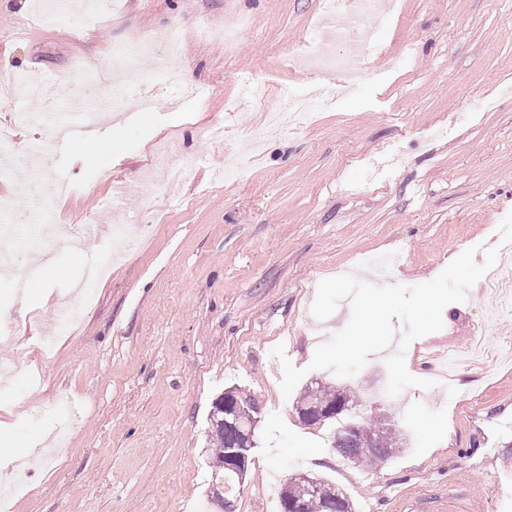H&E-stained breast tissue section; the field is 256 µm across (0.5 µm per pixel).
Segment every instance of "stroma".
Returning a JSON list of instances; mask_svg holds the SVG:
<instances>
[{"label":"stroma","instance_id":"1","mask_svg":"<svg viewBox=\"0 0 512 512\" xmlns=\"http://www.w3.org/2000/svg\"><path fill=\"white\" fill-rule=\"evenodd\" d=\"M36 0H0V75L51 73L53 98L0 91V130L22 156L0 162V223L32 234L51 215L90 225L80 249L34 264L18 250L0 272V440L29 449L53 430L39 410L63 399L78 408L67 443L34 469L13 512H219L209 414L227 390L259 409L256 447L234 512H280L288 478L315 474L344 490L356 512H512L511 291L480 279L447 305L440 331L414 340L408 371L437 379L429 360L455 347L451 380L386 395L383 354L355 376L311 369L318 345L350 318L341 301L326 320L311 313L323 279L388 263L389 283L434 279L466 249L497 244L512 212V0H396L374 23L380 49L343 90L313 55L337 52L320 36L324 0H107L83 21L68 0L60 25L31 21ZM179 29L178 56L164 37ZM147 39L142 97L114 96V50ZM171 68L202 98L179 97ZM267 86L245 97L242 75ZM335 95L306 124L267 133V110L284 88ZM81 122L100 102L112 121L93 153L35 149L54 127ZM35 115L12 127L14 113ZM191 179L171 181L157 143ZM240 175L214 179L225 160ZM152 225L118 254L112 231ZM91 284L94 301L52 353L61 316ZM284 345L306 374L291 395L272 357ZM43 389L27 392L31 373ZM358 393L361 418L386 417L399 451L377 467L354 466L329 446L333 424H305L297 402L314 383Z\"/></svg>","mask_w":512,"mask_h":512}]
</instances>
